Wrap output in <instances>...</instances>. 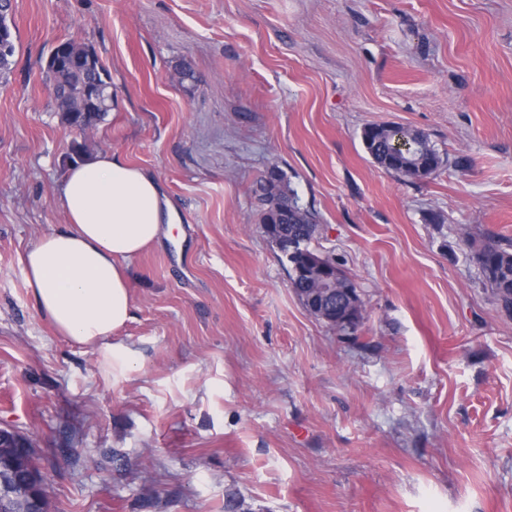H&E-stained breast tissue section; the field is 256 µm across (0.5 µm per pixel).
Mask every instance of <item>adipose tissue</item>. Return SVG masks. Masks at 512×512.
<instances>
[{"mask_svg": "<svg viewBox=\"0 0 512 512\" xmlns=\"http://www.w3.org/2000/svg\"><path fill=\"white\" fill-rule=\"evenodd\" d=\"M54 196L66 225L23 253L25 284L57 332L108 345L131 319L129 260L181 217L153 175L112 152L68 165Z\"/></svg>", "mask_w": 512, "mask_h": 512, "instance_id": "obj_1", "label": "adipose tissue"}]
</instances>
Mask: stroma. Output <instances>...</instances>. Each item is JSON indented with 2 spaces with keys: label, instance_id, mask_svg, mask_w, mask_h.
<instances>
[{
  "label": "stroma",
  "instance_id": "1",
  "mask_svg": "<svg viewBox=\"0 0 512 512\" xmlns=\"http://www.w3.org/2000/svg\"><path fill=\"white\" fill-rule=\"evenodd\" d=\"M11 22L0 427L47 512H512V315L474 259L512 238V0H12ZM63 39L112 82L84 134L50 93ZM371 124L425 132L443 166L380 168ZM101 150L181 217L129 263V366L58 334L19 263L65 224L67 163ZM272 166L357 286L356 336L307 311L263 233ZM27 447L17 432L0 428V460L13 458L17 462L26 454Z\"/></svg>",
  "mask_w": 512,
  "mask_h": 512
}]
</instances>
